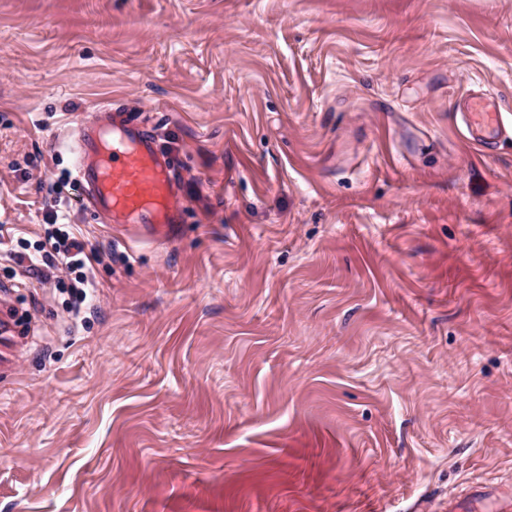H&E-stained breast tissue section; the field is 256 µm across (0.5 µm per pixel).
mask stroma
Here are the masks:
<instances>
[{"label":"stroma","mask_w":512,"mask_h":512,"mask_svg":"<svg viewBox=\"0 0 512 512\" xmlns=\"http://www.w3.org/2000/svg\"><path fill=\"white\" fill-rule=\"evenodd\" d=\"M475 92L504 136L455 118ZM104 106L173 160L164 245L67 178ZM56 201L102 252L77 314L8 259ZM0 225V512L512 483V0H0Z\"/></svg>","instance_id":"1"}]
</instances>
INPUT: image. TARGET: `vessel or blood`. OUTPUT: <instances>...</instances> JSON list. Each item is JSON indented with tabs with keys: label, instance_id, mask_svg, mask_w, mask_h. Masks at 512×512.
Wrapping results in <instances>:
<instances>
[{
	"label": "vessel or blood",
	"instance_id": "1",
	"mask_svg": "<svg viewBox=\"0 0 512 512\" xmlns=\"http://www.w3.org/2000/svg\"><path fill=\"white\" fill-rule=\"evenodd\" d=\"M456 110L471 132L499 124L500 108L488 97L471 96ZM72 155L89 208L136 240L162 244L173 236L182 222L173 168L146 125L101 108L78 124Z\"/></svg>",
	"mask_w": 512,
	"mask_h": 512
}]
</instances>
